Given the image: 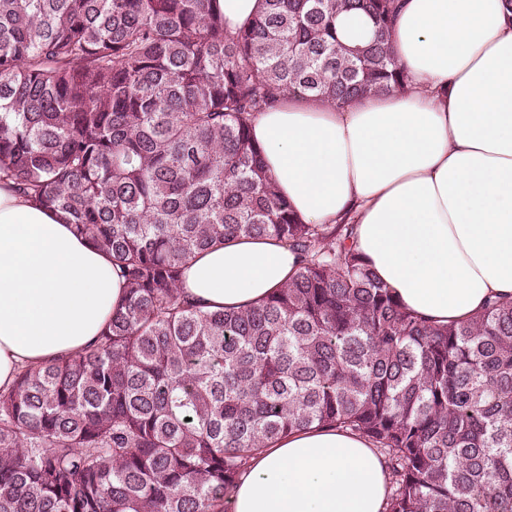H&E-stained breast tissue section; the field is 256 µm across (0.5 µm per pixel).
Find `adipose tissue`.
Masks as SVG:
<instances>
[{
  "label": "adipose tissue",
  "instance_id": "1",
  "mask_svg": "<svg viewBox=\"0 0 512 512\" xmlns=\"http://www.w3.org/2000/svg\"><path fill=\"white\" fill-rule=\"evenodd\" d=\"M405 92L336 107L296 95L252 119L268 174L305 224H351L353 247L437 324L512 298V12L504 0H401ZM297 256L269 238L197 254L182 286L205 310L280 288ZM126 294L105 253L0 183V386L81 352ZM389 475L351 434L293 432L255 454L231 512H385Z\"/></svg>",
  "mask_w": 512,
  "mask_h": 512
}]
</instances>
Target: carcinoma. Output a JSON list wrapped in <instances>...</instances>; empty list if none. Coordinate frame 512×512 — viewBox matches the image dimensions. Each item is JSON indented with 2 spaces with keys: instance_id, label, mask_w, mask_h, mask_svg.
<instances>
[{
  "instance_id": "obj_1",
  "label": "carcinoma",
  "mask_w": 512,
  "mask_h": 512,
  "mask_svg": "<svg viewBox=\"0 0 512 512\" xmlns=\"http://www.w3.org/2000/svg\"><path fill=\"white\" fill-rule=\"evenodd\" d=\"M400 0H0V181L63 214L128 292L83 352L0 388V512H228L252 455L312 427L384 458L386 512H512V300L433 324L348 241L303 224L255 113L408 89ZM364 14L367 39L342 17ZM275 238L288 282L204 311L199 253ZM220 4L225 28L234 33L258 14L262 0H220Z\"/></svg>"
}]
</instances>
